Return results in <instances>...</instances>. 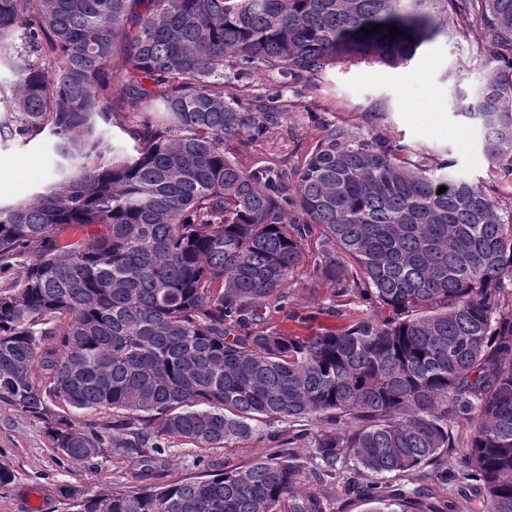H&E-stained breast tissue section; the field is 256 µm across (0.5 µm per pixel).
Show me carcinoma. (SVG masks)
Wrapping results in <instances>:
<instances>
[{"instance_id": "1", "label": "carcinoma", "mask_w": 512, "mask_h": 512, "mask_svg": "<svg viewBox=\"0 0 512 512\" xmlns=\"http://www.w3.org/2000/svg\"><path fill=\"white\" fill-rule=\"evenodd\" d=\"M470 16L489 73L463 115L482 121L484 154L508 179L512 0H0L12 74L0 139L46 132L57 156L45 191L0 206V273L16 271L0 289V399L48 423L74 461L108 444L152 471L164 436L275 443L205 478L65 487L70 512H323L258 424L343 418L358 426L314 438L328 467L354 457L344 478L374 512H439L366 476L441 464L454 416L471 421L465 459L487 512H512V224L493 190L358 127H322L291 178L233 156L287 118L288 84L337 65L405 67L441 37L467 40ZM255 71L280 81L224 94ZM318 227L322 274L393 317L313 336L255 326ZM56 403L108 409L130 437L78 429Z\"/></svg>"}]
</instances>
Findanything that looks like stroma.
<instances>
[{"label":"stroma","mask_w":512,"mask_h":512,"mask_svg":"<svg viewBox=\"0 0 512 512\" xmlns=\"http://www.w3.org/2000/svg\"><path fill=\"white\" fill-rule=\"evenodd\" d=\"M483 38L484 27L474 19L467 42L438 40L418 52L407 68L369 63L341 66L326 70L310 85L289 87L292 108L287 121L270 128L264 140L237 144L235 154L245 165L290 173L313 146L318 125L358 126L365 133L405 146L411 160L433 166L448 162L456 177L491 184L492 164L482 151L483 130L457 108L459 93L473 91L485 78L477 53ZM55 166L47 136L27 143L0 139V204L22 202L43 191L54 179ZM321 242L320 234L309 237L305 264L286 288L267 299L261 311L263 325L308 336L344 327L358 318L388 316V309L377 300L352 293L338 295L335 284L319 269ZM346 426L343 420L273 426L288 441L312 491L320 496L324 512H367L369 508L341 477L355 467V460L341 459L330 471L311 446V436L317 431ZM451 429L456 445L444 455L451 479L442 480L434 466L427 465L412 475L387 473L382 480L427 500L439 512H486L483 492L467 479L463 464L470 425L455 419ZM269 446L266 438L256 435L222 448H199L170 437L164 443L166 466L151 472L144 471L138 455L109 448L91 462L76 463L54 451L41 419L0 399V465L14 473L11 484L0 486V512H68L59 494L63 486L109 491L217 474L251 463L265 455Z\"/></svg>","instance_id":"stroma-1"}]
</instances>
